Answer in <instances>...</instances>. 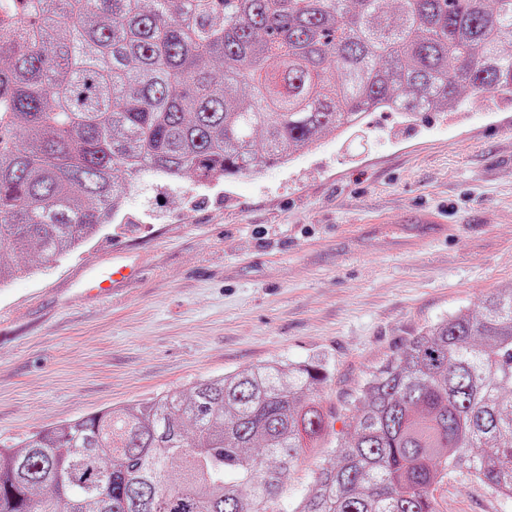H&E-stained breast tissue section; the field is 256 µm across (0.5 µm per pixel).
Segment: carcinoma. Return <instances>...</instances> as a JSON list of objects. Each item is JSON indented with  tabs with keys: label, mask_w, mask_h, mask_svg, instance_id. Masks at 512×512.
Wrapping results in <instances>:
<instances>
[{
	"label": "carcinoma",
	"mask_w": 512,
	"mask_h": 512,
	"mask_svg": "<svg viewBox=\"0 0 512 512\" xmlns=\"http://www.w3.org/2000/svg\"><path fill=\"white\" fill-rule=\"evenodd\" d=\"M0 281L83 245L137 172L202 184L292 161L372 112L512 94V0H10L0 8ZM321 364L273 361L0 448V512H278L330 427ZM294 512L512 499V290L373 371ZM436 494L439 512H512V500L491 493L473 476L448 478V491Z\"/></svg>",
	"instance_id": "obj_1"
}]
</instances>
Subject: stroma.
Listing matches in <instances>:
<instances>
[{
	"label": "stroma",
	"instance_id": "1",
	"mask_svg": "<svg viewBox=\"0 0 512 512\" xmlns=\"http://www.w3.org/2000/svg\"><path fill=\"white\" fill-rule=\"evenodd\" d=\"M512 100L404 117L372 113L284 166L200 185L140 172L110 224L0 286V447L58 422L202 379L283 361L321 362L316 394L331 428L284 474L293 512L347 402L422 329L512 288ZM437 211L453 238L400 242L412 214ZM139 275L87 293L113 256ZM438 512H512L469 475Z\"/></svg>",
	"mask_w": 512,
	"mask_h": 512
}]
</instances>
